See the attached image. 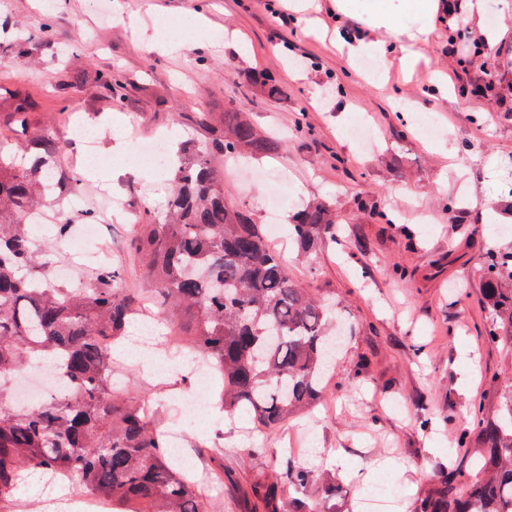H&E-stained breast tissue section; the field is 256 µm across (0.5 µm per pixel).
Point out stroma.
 I'll list each match as a JSON object with an SVG mask.
<instances>
[{
  "instance_id": "stroma-1",
  "label": "stroma",
  "mask_w": 512,
  "mask_h": 512,
  "mask_svg": "<svg viewBox=\"0 0 512 512\" xmlns=\"http://www.w3.org/2000/svg\"><path fill=\"white\" fill-rule=\"evenodd\" d=\"M298 2L286 0L293 19L284 25L274 0H0V94L24 82L40 103L22 127L0 112V130L16 149L34 130H52L63 147L57 168L79 183L71 194L44 192L39 209L77 220L66 205L79 195L104 226L103 237L83 244L87 269L120 267L123 286L139 291L148 282L130 255L131 227L165 215L175 162L210 136L197 113L238 109L280 133V153L252 165L278 169L282 219L320 198L344 224L340 244L323 245L311 262L277 242L293 280L334 301L338 321L354 327L323 402L264 434L213 406L184 416L177 399L198 393L194 374L168 373L157 384L131 356L115 373L148 399L161 427L183 430L190 472L204 468L197 449L214 445L242 481L257 467V446L296 447V464L313 470L336 453V512H366L365 493L380 486L394 495L387 512H403L453 465L450 447L469 407L494 409L498 383L512 381V343L488 339L477 277L490 249L512 248V233L498 231L512 225V195L500 189L512 171V0H479L475 16L468 0H438L431 15L420 0H347L343 12L336 0L305 10ZM45 23L49 36L37 37ZM477 36L489 44L473 54ZM155 40L185 49L166 53ZM355 41L384 43L386 66L370 72L364 58H350ZM407 45L419 54L411 67ZM108 70L125 81L122 102L98 81ZM266 81L283 95L268 97ZM66 105L77 114L62 115ZM80 119L98 130V164L85 162L74 136ZM359 122L376 133L374 148L350 137ZM159 135L169 165H137L134 143ZM224 186L264 223L265 182ZM370 206L391 223L364 215ZM397 267L411 278L397 279ZM451 410L452 426L444 422Z\"/></svg>"
}]
</instances>
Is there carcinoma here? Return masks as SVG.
I'll return each mask as SVG.
<instances>
[{
	"label": "carcinoma",
	"mask_w": 512,
	"mask_h": 512,
	"mask_svg": "<svg viewBox=\"0 0 512 512\" xmlns=\"http://www.w3.org/2000/svg\"><path fill=\"white\" fill-rule=\"evenodd\" d=\"M102 84L123 99L120 75L110 73ZM6 105L21 125L39 108L23 88ZM279 147L276 135L241 112L224 111V128L212 130L205 148L188 149L176 170L164 219L139 225L133 236L132 252L151 285L134 296L111 266L77 287L46 278L53 246L36 244L29 217L60 146L40 133L18 158L0 133V506L14 499L28 473L40 471L74 475L81 492L112 512H208L148 402L112 391L114 349L148 300L170 329L189 330L185 344L170 338V355H205L219 366L224 413H245L259 430L273 431L325 396L335 308L290 278L262 225L230 198L214 166L218 157L271 156ZM340 233L336 213L320 200L288 225V237L308 256ZM478 279L490 338L512 341V251L498 253ZM56 359L70 387L36 406L4 402L19 369ZM451 453L460 463L436 473L415 512H512V382L501 389L495 413L471 407ZM475 455L476 476L463 467ZM248 485L247 512H290L291 492L307 487L315 498L302 504L305 512H336V478L284 456L276 467L255 470Z\"/></svg>",
	"instance_id": "cac0c4a2"
}]
</instances>
